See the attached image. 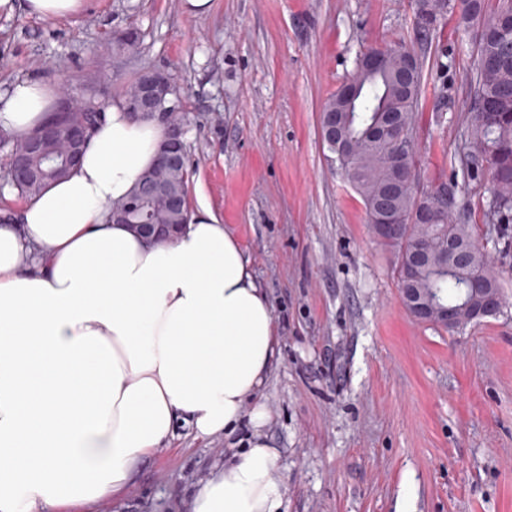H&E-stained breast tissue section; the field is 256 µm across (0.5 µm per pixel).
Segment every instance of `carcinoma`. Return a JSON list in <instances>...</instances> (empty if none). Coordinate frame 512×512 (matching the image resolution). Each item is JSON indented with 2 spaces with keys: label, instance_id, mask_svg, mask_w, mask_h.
Here are the masks:
<instances>
[{
  "label": "carcinoma",
  "instance_id": "1",
  "mask_svg": "<svg viewBox=\"0 0 512 512\" xmlns=\"http://www.w3.org/2000/svg\"><path fill=\"white\" fill-rule=\"evenodd\" d=\"M420 33L428 35L449 13H458L466 28L473 30L477 49L478 69L475 79L476 108L488 104L493 115L479 117L473 112L470 124L464 132V143L458 154L462 175L470 181H480L491 176L490 199L485 210V223L497 225L501 230L512 224V31L502 27L512 24V0H417ZM388 72L382 78H371L362 67L355 68L349 81L360 85L355 111L348 116L345 132L350 144V155L342 166L345 177L361 196L367 216H372L373 206L391 194L393 205L401 211L407 223L401 234L399 246L393 247L398 277H403L409 266L411 253L418 240L428 241L430 264L419 267L414 275L421 288L433 289L442 305L461 302L470 288L472 279L480 278L486 287L503 298L501 271L489 263L479 247L468 224H460L450 218L452 209L445 208L439 222L422 227L415 222L414 212L425 193L415 190V182L399 177L394 167L415 171L417 152L410 149L396 153L393 145H387L374 135V130L384 124L398 123L407 136H412L415 110L421 93V68L410 76L409 92L395 105V111L382 112L383 95L395 94V77L403 71L413 52L405 47L387 49ZM104 104L93 97L86 104H67L60 100L49 113L48 123L56 126L58 136L44 144L37 154L29 153L30 141L36 132L17 135L0 129V148L6 157L27 154L36 179L16 187L18 195L31 197L39 194L49 183L65 178L73 165L61 161L69 151L64 134L75 123L96 125ZM151 175L159 178L167 189L181 197H187V165L158 167ZM108 210H129L128 224L148 222L173 224L183 227L189 219V208L170 211L161 198H140L138 187L121 200L113 201ZM455 240L467 250L466 257L455 261L446 277H435L431 268L448 263L446 246Z\"/></svg>",
  "mask_w": 512,
  "mask_h": 512
}]
</instances>
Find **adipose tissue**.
<instances>
[{"instance_id": "obj_1", "label": "adipose tissue", "mask_w": 512, "mask_h": 512, "mask_svg": "<svg viewBox=\"0 0 512 512\" xmlns=\"http://www.w3.org/2000/svg\"><path fill=\"white\" fill-rule=\"evenodd\" d=\"M84 0H0L44 20ZM54 104L43 80L0 90V128L27 134ZM164 126L116 102L78 166L0 221V512H89L121 494L179 426L254 435L195 489L192 512H285L262 388L278 352L272 304L205 205L154 244L112 223Z\"/></svg>"}]
</instances>
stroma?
I'll return each mask as SVG.
<instances>
[{"label": "stroma", "instance_id": "35a3bbf8", "mask_svg": "<svg viewBox=\"0 0 512 512\" xmlns=\"http://www.w3.org/2000/svg\"><path fill=\"white\" fill-rule=\"evenodd\" d=\"M139 35L134 54L112 35ZM407 46L422 95L420 189L449 180L454 219L500 268V314L456 330L403 306L395 258L324 145L320 115L361 52ZM477 53L457 16L421 35L416 0H85L77 16H0V90L20 78L56 98L89 83L123 99L146 67L168 72L188 116L190 208L236 234L265 288L279 354L262 399L286 512H512V253L483 222L489 181L455 176ZM179 428L97 512H188L195 486L245 448Z\"/></svg>", "mask_w": 512, "mask_h": 512}]
</instances>
